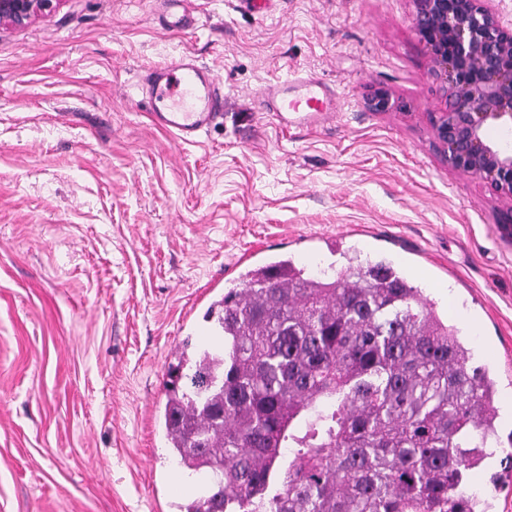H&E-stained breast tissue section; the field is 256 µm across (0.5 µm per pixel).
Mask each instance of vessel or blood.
Here are the masks:
<instances>
[{
  "label": "vessel or blood",
  "mask_w": 512,
  "mask_h": 512,
  "mask_svg": "<svg viewBox=\"0 0 512 512\" xmlns=\"http://www.w3.org/2000/svg\"><path fill=\"white\" fill-rule=\"evenodd\" d=\"M155 124L185 144L198 141L221 116L223 85L213 70L191 55L153 68L141 85ZM264 111L280 124L300 126L335 115L336 90L311 75L292 74L285 82L266 85L259 93Z\"/></svg>",
  "instance_id": "obj_1"
}]
</instances>
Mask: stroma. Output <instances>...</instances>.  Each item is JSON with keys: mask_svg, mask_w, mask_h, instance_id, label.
I'll list each match as a JSON object with an SVG mask.
<instances>
[{"mask_svg": "<svg viewBox=\"0 0 512 512\" xmlns=\"http://www.w3.org/2000/svg\"><path fill=\"white\" fill-rule=\"evenodd\" d=\"M64 0L0 30V512H176L163 382L247 263L400 267L496 381L512 432V241L499 201L432 142L445 108L414 0ZM188 54L224 85L198 144L153 125L140 80ZM302 71L334 121L255 99ZM386 90L392 107L369 109Z\"/></svg>", "mask_w": 512, "mask_h": 512, "instance_id": "35a3bbf8", "label": "stroma"}]
</instances>
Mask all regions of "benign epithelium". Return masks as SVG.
<instances>
[{"label": "benign epithelium", "instance_id": "obj_1", "mask_svg": "<svg viewBox=\"0 0 512 512\" xmlns=\"http://www.w3.org/2000/svg\"><path fill=\"white\" fill-rule=\"evenodd\" d=\"M65 0H0V28L26 27ZM415 27L447 103L435 143L455 169L483 181L507 202L498 224L512 238V151L490 142L497 125L512 132V30L484 0H415Z\"/></svg>", "mask_w": 512, "mask_h": 512}]
</instances>
